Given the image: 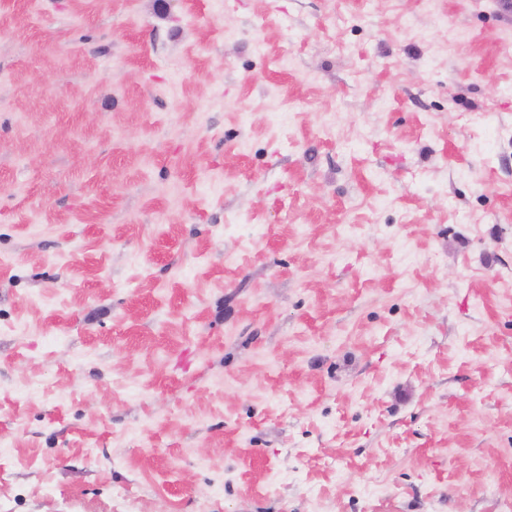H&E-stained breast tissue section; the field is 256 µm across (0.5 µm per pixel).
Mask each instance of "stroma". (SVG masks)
Wrapping results in <instances>:
<instances>
[{"instance_id": "obj_1", "label": "stroma", "mask_w": 512, "mask_h": 512, "mask_svg": "<svg viewBox=\"0 0 512 512\" xmlns=\"http://www.w3.org/2000/svg\"><path fill=\"white\" fill-rule=\"evenodd\" d=\"M0 512H512V0H0Z\"/></svg>"}]
</instances>
